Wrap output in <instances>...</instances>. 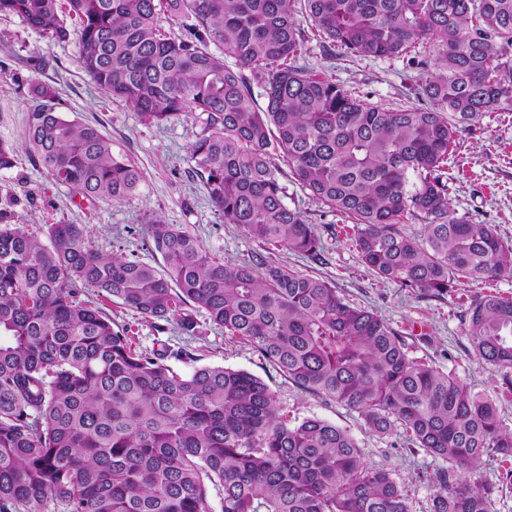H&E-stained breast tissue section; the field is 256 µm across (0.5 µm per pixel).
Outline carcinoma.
<instances>
[{"mask_svg": "<svg viewBox=\"0 0 512 512\" xmlns=\"http://www.w3.org/2000/svg\"><path fill=\"white\" fill-rule=\"evenodd\" d=\"M0 15L74 41L81 69L145 124L206 114L189 162L224 223L270 254L318 261L325 249L287 204L286 177L351 223L368 269L421 299L512 274V245L457 215L448 194L454 134L512 112V0H0ZM175 24L178 35L165 29ZM310 29L331 58L420 67L418 104L371 105L314 71ZM36 98L25 136L52 181L130 199L138 170L96 127L57 112L51 88ZM410 219L423 234L405 232ZM145 230L157 265L94 248L79 224L49 225L45 242L0 224V512H45L49 500L67 512H212L213 490L222 512H410L406 488L346 429L289 421L249 372L182 373L165 348L136 351L80 288L189 336L186 306L205 311L304 392L442 462L431 512H489L493 487L474 466L512 456L493 397L411 356L327 280L273 260L226 263L161 219ZM461 319L511 391L512 297H479Z\"/></svg>", "mask_w": 512, "mask_h": 512, "instance_id": "obj_1", "label": "carcinoma"}]
</instances>
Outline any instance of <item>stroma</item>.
I'll list each match as a JSON object with an SVG mask.
<instances>
[{"label": "stroma", "instance_id": "obj_1", "mask_svg": "<svg viewBox=\"0 0 512 512\" xmlns=\"http://www.w3.org/2000/svg\"><path fill=\"white\" fill-rule=\"evenodd\" d=\"M307 62L323 76L360 90L362 100L397 107L408 100V88L418 70L400 61H356L326 58L318 42L308 44ZM54 88L58 112L70 120L96 126L141 175L135 195L125 202L89 201L71 196L54 183L25 138L27 113L38 86ZM206 117L198 112L158 125L143 124L135 112L100 90L77 62L75 42L58 43L30 30L19 17L0 16V141L15 150V165L0 170V223L14 224L45 235L48 225L81 224L89 243L101 251L120 250L140 260H160L146 245L145 226L159 218L194 232L203 246L226 261L258 254V243L243 236L210 204L199 176L188 162L192 143L203 134ZM448 160L449 199L458 215L477 224L495 225L512 243V112H487L457 137ZM288 201L323 237L322 261L281 252L279 263L331 281L347 299L378 313L405 336L412 356L430 357L438 368L454 373L473 391L493 396L505 425L512 428V391L503 390L499 374L475 356L463 332L461 315L477 297L494 293L512 297V276L490 285H463L442 301L421 299L370 272L345 234L340 219L298 184L288 186ZM78 297L100 308L117 330L128 331L136 350L171 351L169 365L191 371L193 366H224L262 378L276 395L281 414L289 418L319 417L335 423L357 441L364 458L390 469L410 496L411 512H430L434 488L426 475L430 457L412 455L397 436L373 433L362 417L336 402L313 396L279 374L249 345L225 336L204 311L193 313L194 335H184L176 323L157 329L134 311L112 302L95 289H80ZM188 350L193 362L176 359Z\"/></svg>", "mask_w": 512, "mask_h": 512}]
</instances>
